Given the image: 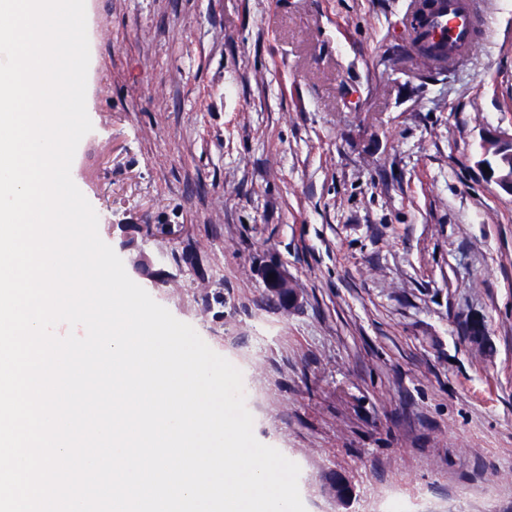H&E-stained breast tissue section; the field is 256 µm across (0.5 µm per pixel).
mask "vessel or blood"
Here are the masks:
<instances>
[{"label":"vessel or blood","instance_id":"b4317fda","mask_svg":"<svg viewBox=\"0 0 512 512\" xmlns=\"http://www.w3.org/2000/svg\"><path fill=\"white\" fill-rule=\"evenodd\" d=\"M491 20L485 0H436L421 32H410V39L425 35L447 45L453 59L469 54L486 33Z\"/></svg>","mask_w":512,"mask_h":512}]
</instances>
